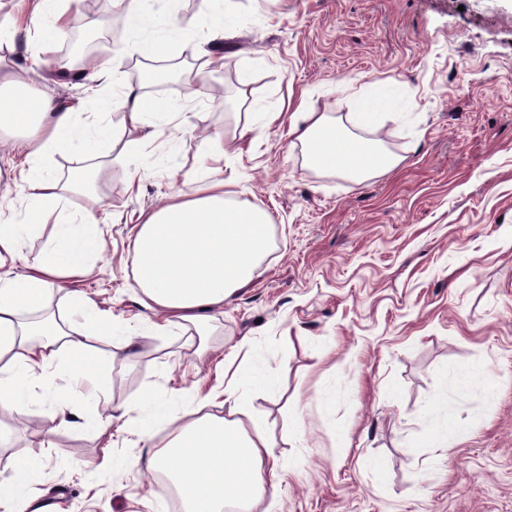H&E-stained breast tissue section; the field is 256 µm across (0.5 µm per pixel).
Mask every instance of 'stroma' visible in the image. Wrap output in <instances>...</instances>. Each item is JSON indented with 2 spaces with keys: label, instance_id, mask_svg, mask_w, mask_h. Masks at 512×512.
I'll return each instance as SVG.
<instances>
[{
  "label": "stroma",
  "instance_id": "35a3bbf8",
  "mask_svg": "<svg viewBox=\"0 0 512 512\" xmlns=\"http://www.w3.org/2000/svg\"><path fill=\"white\" fill-rule=\"evenodd\" d=\"M14 38L0 45V81L82 99L77 80L46 79L31 60L63 49L35 32L29 0H0ZM236 35L223 65L211 42L182 54L184 77L145 85L181 107L176 136L97 166L92 195L104 250L72 288L100 312L133 319L130 243L140 212L200 175L201 133L230 135L258 111L253 144L224 161L238 205L269 218V252L223 310L179 335L147 339L133 361L102 333L99 377L114 405L147 389L206 396L224 357L251 339L275 390L253 384L249 414L282 468L275 498L252 512H512V0H236ZM207 75L224 97L184 93ZM399 98L373 137L402 165L356 180L311 165L286 126L262 115L307 92L315 111L363 112L352 89ZM450 409L455 439L440 450L428 410ZM0 454L61 489L76 512H156L167 493L138 466L114 471L106 454L135 458L138 430L122 437L92 420L57 425L23 404L0 419Z\"/></svg>",
  "mask_w": 512,
  "mask_h": 512
}]
</instances>
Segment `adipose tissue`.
<instances>
[{"label":"adipose tissue","mask_w":512,"mask_h":512,"mask_svg":"<svg viewBox=\"0 0 512 512\" xmlns=\"http://www.w3.org/2000/svg\"><path fill=\"white\" fill-rule=\"evenodd\" d=\"M131 26L120 52L125 56L149 53L160 59L180 55L193 47L192 34L173 39L156 33L174 23L177 0H121ZM112 69L103 61L82 79L95 93L93 99L63 105L51 95L20 92L19 82L0 83V129L23 124L14 137L11 155L24 156L26 168L19 177L27 185L26 209L56 213L52 227L27 223L0 202V265L19 258L23 239L40 235L47 257L23 280L0 278V415L18 412L22 403L43 401L54 411L63 429L77 427L83 416L80 400L69 390L57 388L47 377L50 368H63L73 384L96 382L100 362L95 340L100 318L91 302L70 294L71 315L67 323L58 318L38 324L20 320L26 302L53 290L65 289L71 281L89 274L96 263L94 253L73 250L76 237L95 232L98 219L93 210L70 214L68 195L88 187L87 175L63 184L44 172L45 164L64 151L97 153L107 115L96 102L105 94L102 85ZM123 117L112 136L125 151L163 135L177 115L175 104L157 103L139 87L120 89ZM377 120L375 111L351 112L345 121H330L325 113L308 108L306 99L293 105L288 135L301 144L307 159L320 167L344 171L364 179L380 171H392L402 156L378 147L367 139ZM252 124L235 128L230 138L208 137V151L201 168L208 181L187 192L168 193L160 204L138 217L133 239L135 281L143 294L149 315L137 329L125 322L109 325L113 337L128 354H136L141 340L173 335L183 322L205 318L223 309L225 299L253 276L268 251V219L263 210L245 209L235 192L222 179L221 164L242 151ZM88 357L85 365L73 364L74 355ZM257 350L250 340H241L235 357L224 364V380L213 387L205 403L191 404L189 395H161L151 391L136 404L149 410L143 435L151 440L141 462L146 475H165L184 489L190 512H223L228 502L250 512L256 500L268 491L264 476L275 471L265 433L252 422L246 407V364H257ZM162 443H154L155 435ZM41 476L16 467L0 457V512H75L64 493L55 503H45Z\"/></svg>","instance_id":"1"}]
</instances>
